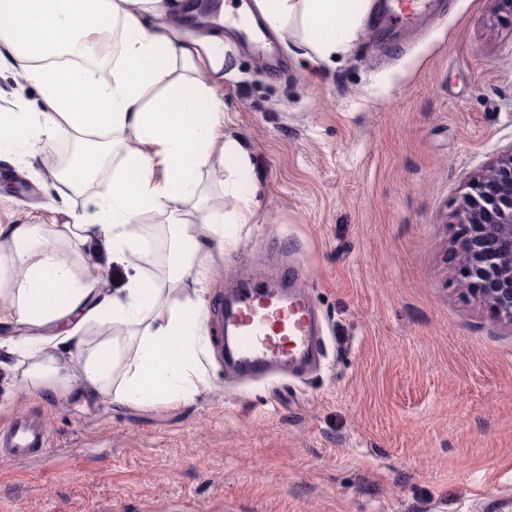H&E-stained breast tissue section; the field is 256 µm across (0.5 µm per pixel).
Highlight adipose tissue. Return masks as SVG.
Masks as SVG:
<instances>
[{
    "label": "adipose tissue",
    "instance_id": "1",
    "mask_svg": "<svg viewBox=\"0 0 512 512\" xmlns=\"http://www.w3.org/2000/svg\"><path fill=\"white\" fill-rule=\"evenodd\" d=\"M155 0H0V44L11 50L0 68L35 84L43 108L18 105L0 113V162L48 147L55 134L96 141L62 185L95 188L97 232L81 223L57 224L44 237L40 224H1L11 246L0 262V325L36 328L33 336L0 342V367L26 351L32 363L20 385L55 390L78 384L83 395L126 405L187 403L204 389L198 368L205 305L200 287L209 275L206 246L228 238L225 221L248 223L240 199L233 218L210 212L185 218L202 204V172L214 153L230 160L236 180L250 168L241 143L226 136L215 85L223 77L219 35L185 38L163 20ZM267 25L297 30L318 60L344 52L365 0H259ZM119 50L108 73L89 61L106 33ZM117 165H110L111 156ZM169 215L165 277L152 271L140 219ZM107 243L113 262L130 269L123 287H103L84 255ZM96 325L97 344L84 329Z\"/></svg>",
    "mask_w": 512,
    "mask_h": 512
}]
</instances>
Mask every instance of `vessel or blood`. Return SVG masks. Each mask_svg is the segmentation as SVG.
Wrapping results in <instances>:
<instances>
[{
	"label": "vessel or blood",
	"mask_w": 512,
	"mask_h": 512,
	"mask_svg": "<svg viewBox=\"0 0 512 512\" xmlns=\"http://www.w3.org/2000/svg\"><path fill=\"white\" fill-rule=\"evenodd\" d=\"M436 7V0H372L370 5L375 20L387 27L414 26ZM224 24L247 39L265 34L252 13L227 16ZM295 276L294 266H283L275 278L253 279L214 309L213 345L224 348L238 370L252 378L275 370L294 372L313 349L317 320L309 298L288 290ZM50 445L49 429L41 420L18 417L0 428V452L16 462L47 454Z\"/></svg>",
	"instance_id": "obj_1"
}]
</instances>
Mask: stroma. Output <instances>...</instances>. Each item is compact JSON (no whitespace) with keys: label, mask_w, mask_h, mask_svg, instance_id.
<instances>
[{"label":"stroma","mask_w":512,"mask_h":512,"mask_svg":"<svg viewBox=\"0 0 512 512\" xmlns=\"http://www.w3.org/2000/svg\"><path fill=\"white\" fill-rule=\"evenodd\" d=\"M445 17L376 34L322 63L298 32L287 68L224 43V130L249 151L252 210L210 239L202 296L297 264L326 347L298 379L239 386L223 358L209 390L131 406L20 388L0 369V426L46 419L47 455L0 458V512H505L512 502V326L460 287L451 252L465 184L512 148V14L445 0ZM9 168L1 224L90 219L94 193H62L49 155ZM213 158L201 212H230Z\"/></svg>","instance_id":"35a3bbf8"}]
</instances>
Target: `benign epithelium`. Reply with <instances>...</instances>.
Returning <instances> with one entry per match:
<instances>
[{
    "label": "benign epithelium",
    "mask_w": 512,
    "mask_h": 512,
    "mask_svg": "<svg viewBox=\"0 0 512 512\" xmlns=\"http://www.w3.org/2000/svg\"><path fill=\"white\" fill-rule=\"evenodd\" d=\"M454 220L465 285L512 325V147L471 182Z\"/></svg>",
    "instance_id": "benign-epithelium-1"
}]
</instances>
